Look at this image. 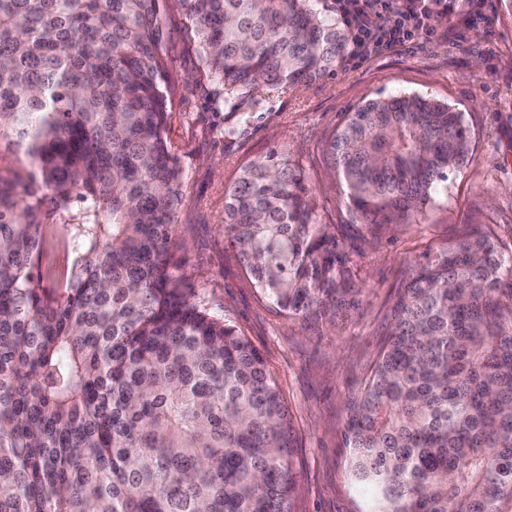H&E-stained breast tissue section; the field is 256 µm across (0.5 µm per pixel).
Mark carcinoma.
I'll use <instances>...</instances> for the list:
<instances>
[{"mask_svg": "<svg viewBox=\"0 0 512 512\" xmlns=\"http://www.w3.org/2000/svg\"><path fill=\"white\" fill-rule=\"evenodd\" d=\"M170 0H0V512H294L292 422L261 353L188 288L163 19ZM194 83L256 109L336 70L324 0H178ZM464 114L373 99L324 145L341 222L419 224L465 164ZM77 255L40 287L44 199ZM224 233L294 321L356 305L347 248L285 152L224 192ZM364 512H512V254L491 238L411 271L343 429Z\"/></svg>", "mask_w": 512, "mask_h": 512, "instance_id": "1", "label": "carcinoma"}]
</instances>
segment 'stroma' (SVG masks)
<instances>
[{
  "mask_svg": "<svg viewBox=\"0 0 512 512\" xmlns=\"http://www.w3.org/2000/svg\"><path fill=\"white\" fill-rule=\"evenodd\" d=\"M485 18L456 23L471 7ZM433 39L359 61L345 57L333 75L295 89L266 90L250 115L235 101L186 86L200 58L187 41L178 6L165 16L171 77L166 136L184 176L176 232L186 248L182 272L209 312L235 325L261 352L293 419L295 512H362L342 435L346 404L370 368L388 329L393 299L412 269L450 246L486 233L512 250V11L504 0H442ZM420 95L448 102L472 132L466 164L448 195L421 224H398L356 241L340 225V188L321 156L324 138L346 113L369 100ZM289 153L313 190L322 223L353 249L358 304L332 322L293 323L261 300L224 234V191L242 166L270 150ZM74 263L59 225L48 227L40 285L60 287Z\"/></svg>",
  "mask_w": 512,
  "mask_h": 512,
  "instance_id": "stroma-1",
  "label": "stroma"
}]
</instances>
